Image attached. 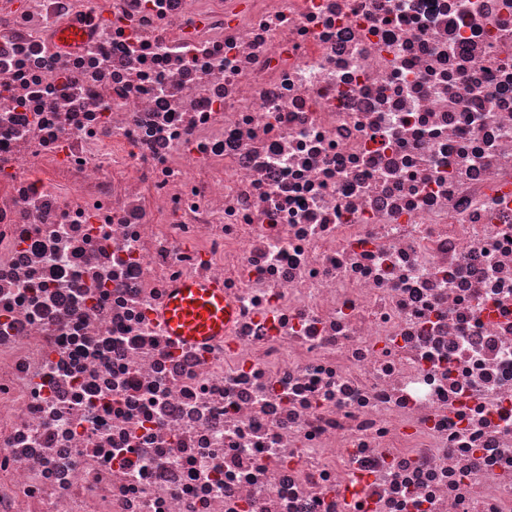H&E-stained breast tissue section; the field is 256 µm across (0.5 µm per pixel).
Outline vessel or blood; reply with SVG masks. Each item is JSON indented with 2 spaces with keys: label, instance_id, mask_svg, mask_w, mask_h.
<instances>
[{
  "label": "vessel or blood",
  "instance_id": "vessel-or-blood-1",
  "mask_svg": "<svg viewBox=\"0 0 512 512\" xmlns=\"http://www.w3.org/2000/svg\"><path fill=\"white\" fill-rule=\"evenodd\" d=\"M157 317L173 339L206 344L223 338L234 308L221 286L185 281L169 288Z\"/></svg>",
  "mask_w": 512,
  "mask_h": 512
}]
</instances>
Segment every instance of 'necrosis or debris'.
Here are the masks:
<instances>
[{
    "label": "necrosis or debris",
    "mask_w": 512,
    "mask_h": 512,
    "mask_svg": "<svg viewBox=\"0 0 512 512\" xmlns=\"http://www.w3.org/2000/svg\"><path fill=\"white\" fill-rule=\"evenodd\" d=\"M0 512H512V0H0ZM157 318L173 339L206 344L224 338L234 308L221 286L185 281L169 288Z\"/></svg>",
    "instance_id": "obj_1"
}]
</instances>
